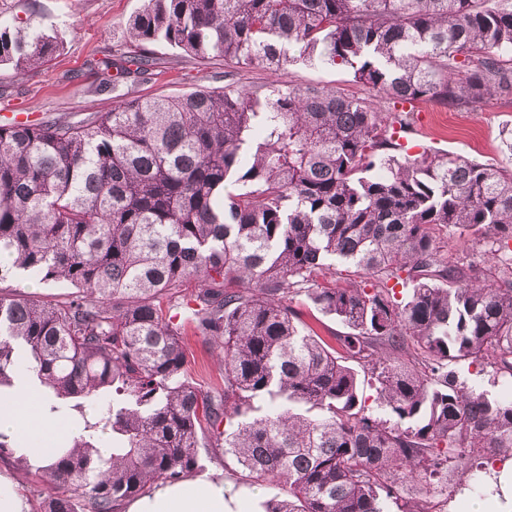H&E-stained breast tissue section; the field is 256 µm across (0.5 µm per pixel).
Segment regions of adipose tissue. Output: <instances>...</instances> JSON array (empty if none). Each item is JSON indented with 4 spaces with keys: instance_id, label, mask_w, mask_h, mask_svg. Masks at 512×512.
<instances>
[{
    "instance_id": "obj_1",
    "label": "adipose tissue",
    "mask_w": 512,
    "mask_h": 512,
    "mask_svg": "<svg viewBox=\"0 0 512 512\" xmlns=\"http://www.w3.org/2000/svg\"><path fill=\"white\" fill-rule=\"evenodd\" d=\"M38 394L19 388L0 405V432L22 438L25 450L40 454L52 439L70 435V428L46 423L39 413ZM126 512H261L256 497L230 495L223 481L205 476L178 483L159 482L145 495L132 501ZM469 512H512V459L496 463L491 471L490 494L471 504Z\"/></svg>"
}]
</instances>
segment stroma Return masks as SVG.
Returning a JSON list of instances; mask_svg holds the SVG:
<instances>
[{
  "label": "stroma",
  "mask_w": 512,
  "mask_h": 512,
  "mask_svg": "<svg viewBox=\"0 0 512 512\" xmlns=\"http://www.w3.org/2000/svg\"><path fill=\"white\" fill-rule=\"evenodd\" d=\"M141 0H0V24L32 20L46 34H59L64 48L41 66L16 71L0 68V124L14 120L38 122L52 117L77 121L112 107V92H103L101 62L128 51L126 22ZM160 59L152 80L129 86L131 97L175 95L194 90H219L224 81L222 59L176 58L173 49H156ZM238 81L270 85L283 81L320 84L345 93L369 96L341 70L297 62L284 71L254 66L239 69ZM512 125V102L493 99L462 112H443L433 103L415 106L412 126L423 131L426 145L450 156L508 165L500 151V131Z\"/></svg>",
  "instance_id": "35a3bbf8"
}]
</instances>
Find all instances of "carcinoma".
<instances>
[{
    "label": "carcinoma",
    "instance_id": "carcinoma-1",
    "mask_svg": "<svg viewBox=\"0 0 512 512\" xmlns=\"http://www.w3.org/2000/svg\"><path fill=\"white\" fill-rule=\"evenodd\" d=\"M126 34L105 87L151 78L163 44L233 68L347 69L387 108L231 80L0 125V283L74 288L0 291V398L23 365L47 420L95 407L43 467L57 492L33 512H125L203 451L268 490L264 512H429L419 495L452 476L485 495L487 462L512 456V399L459 365L512 377V170L404 155L392 134L408 104L512 99V0H144ZM63 47L0 26V67ZM451 227L489 242L483 260L445 261ZM338 263L372 288L339 284ZM301 297L346 331L322 336ZM189 331L222 384L193 376ZM1 288H21V290L39 296L44 300L63 299L74 291V288L65 283H39L35 281H10L0 285ZM483 368V371L480 370ZM462 375L469 378V381L479 386L481 389L496 398H501L510 394V377H501L496 375L495 370L489 366L470 365L467 371V364L464 366ZM495 378V380H494ZM495 381V383H494Z\"/></svg>",
    "mask_w": 512,
    "mask_h": 512
}]
</instances>
